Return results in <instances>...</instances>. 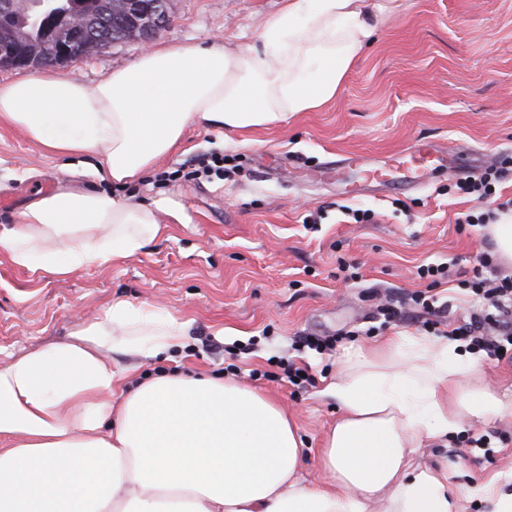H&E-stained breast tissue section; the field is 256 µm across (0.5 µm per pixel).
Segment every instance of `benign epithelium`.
I'll return each instance as SVG.
<instances>
[{
	"instance_id": "benign-epithelium-1",
	"label": "benign epithelium",
	"mask_w": 512,
	"mask_h": 512,
	"mask_svg": "<svg viewBox=\"0 0 512 512\" xmlns=\"http://www.w3.org/2000/svg\"><path fill=\"white\" fill-rule=\"evenodd\" d=\"M70 0H0V19L22 11L45 32L38 44H22L0 33V69L65 66L125 41L149 44L170 21L168 0H111L100 18L76 16Z\"/></svg>"
}]
</instances>
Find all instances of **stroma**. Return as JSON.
I'll list each match as a JSON object with an SVG mask.
<instances>
[{"label":"stroma","instance_id":"35a3bbf8","mask_svg":"<svg viewBox=\"0 0 512 512\" xmlns=\"http://www.w3.org/2000/svg\"><path fill=\"white\" fill-rule=\"evenodd\" d=\"M398 7L358 57L336 98L285 123L244 133L192 125L150 171L123 185L93 174L90 154L51 156L21 131L0 126V231L27 205L61 187L135 203L175 201L184 224L108 266L65 278L15 266L0 251V361L11 353L67 340L76 323L116 302L156 304L189 322L181 347L153 358L114 353L131 379L161 370L224 375L254 386L292 413L306 442L303 470L321 478L318 456L340 415L322 389L334 381L352 347L422 334L421 325L387 319L386 300L423 291L436 298L440 331L485 309L462 290L476 256L491 251L483 227L465 214L492 208L459 191L466 167L512 158V0H396ZM284 0H169L170 25L155 45L255 43L261 22ZM141 44L111 45L61 67L92 85L134 63ZM422 140L440 149L444 170L402 191L352 194L348 176L325 173L340 153L380 166ZM238 157L229 179L155 181L197 155ZM365 209L367 224L348 210ZM353 266L345 279L340 264ZM444 263L439 284L419 266ZM301 335L332 337L333 349L297 344ZM307 368L294 386L289 366ZM494 433L490 456L470 451L468 434ZM425 466H447L460 487L496 480L512 493V419L465 425L447 443L415 454Z\"/></svg>","mask_w":512,"mask_h":512}]
</instances>
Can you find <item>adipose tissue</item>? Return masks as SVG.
<instances>
[{
  "label": "adipose tissue",
  "instance_id": "adipose-tissue-1",
  "mask_svg": "<svg viewBox=\"0 0 512 512\" xmlns=\"http://www.w3.org/2000/svg\"><path fill=\"white\" fill-rule=\"evenodd\" d=\"M388 18L367 0H286L254 44L151 47L91 86L49 70L0 82V124L52 155H95L98 173L130 181L189 125L246 131L321 108ZM161 211L185 221L166 198L61 188L22 211L0 250L64 277L136 254L165 231ZM185 330L161 308L120 302L0 366V512H462L467 495L512 512L495 481L464 491L447 467L412 458L464 422L512 417V399L462 384L481 363L459 344L407 335L351 353L324 390L341 416L315 483L297 421L255 389L165 372L115 396L125 371L113 351L154 357Z\"/></svg>",
  "mask_w": 512,
  "mask_h": 512
}]
</instances>
